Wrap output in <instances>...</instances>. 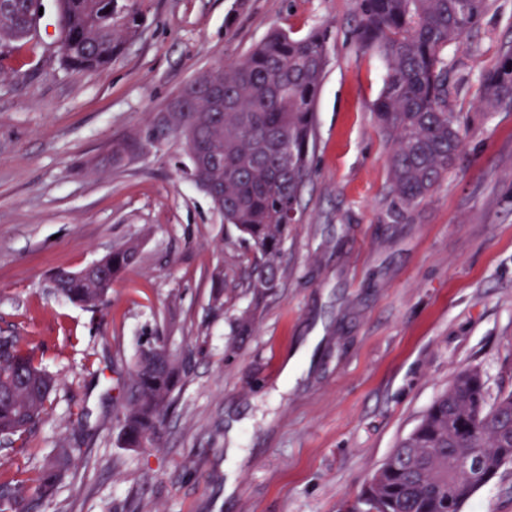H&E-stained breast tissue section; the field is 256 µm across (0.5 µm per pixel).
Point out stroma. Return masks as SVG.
I'll return each instance as SVG.
<instances>
[{
  "mask_svg": "<svg viewBox=\"0 0 512 512\" xmlns=\"http://www.w3.org/2000/svg\"><path fill=\"white\" fill-rule=\"evenodd\" d=\"M42 4L40 29L0 56V333L60 383L28 446L0 444V483L73 450L32 512H350L457 373L479 369L491 399L512 390V110L481 103L512 45V0H491L449 51L448 109L467 132L413 209L391 189L371 112L384 69L358 40L355 0H141V36L81 72L62 64L55 2ZM274 27L326 36L312 175L278 288L258 303L226 290L216 311L211 273L246 277L248 250L187 177L182 141L145 138L187 84ZM118 140L145 147L116 163ZM131 238L139 260L98 310L51 288L52 271ZM157 336L187 381L157 446L122 448L117 379ZM232 420L243 455L230 460ZM462 512H512V467Z\"/></svg>",
  "mask_w": 512,
  "mask_h": 512,
  "instance_id": "stroma-1",
  "label": "stroma"
}]
</instances>
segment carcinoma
Here are the masks:
<instances>
[{"mask_svg": "<svg viewBox=\"0 0 512 512\" xmlns=\"http://www.w3.org/2000/svg\"><path fill=\"white\" fill-rule=\"evenodd\" d=\"M59 0L61 54L72 70L106 67L142 32L140 0ZM363 47L385 62L382 91L372 112L389 137V176L399 202L426 201L453 167L463 145L465 119L448 111V49L461 43L489 0H357ZM35 0L0 3V42L28 39ZM327 64L326 37L275 29L242 60L205 72L180 93L183 108L161 114L149 140L178 133L191 161L189 177L232 224L256 257L248 288L258 301L281 279V256L310 178L315 105ZM224 85V111H211L210 82ZM483 102L495 111L512 106V46L482 82ZM139 245L127 242L99 260L104 277L52 276L57 293L87 309L99 308L112 284L138 262ZM184 359L157 339L138 351L118 378L117 414L123 448L156 445L174 395L184 384ZM56 378L15 336H0V436L26 441L47 414ZM481 441V475L512 465V391L488 403L481 372L457 375L418 426L377 469L351 512H461L482 487L463 480L457 462L474 455L468 431ZM72 449L56 448L31 476L0 485V512H31L48 498L70 464Z\"/></svg>", "mask_w": 512, "mask_h": 512, "instance_id": "carcinoma-1", "label": "carcinoma"}]
</instances>
